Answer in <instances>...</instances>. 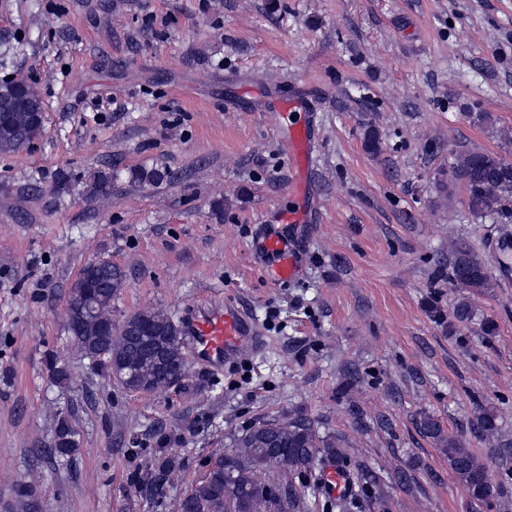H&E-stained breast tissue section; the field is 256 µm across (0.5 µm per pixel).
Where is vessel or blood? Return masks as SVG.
Here are the masks:
<instances>
[{
	"instance_id": "vessel-or-blood-1",
	"label": "vessel or blood",
	"mask_w": 512,
	"mask_h": 512,
	"mask_svg": "<svg viewBox=\"0 0 512 512\" xmlns=\"http://www.w3.org/2000/svg\"><path fill=\"white\" fill-rule=\"evenodd\" d=\"M271 111L283 119L281 138L294 166L306 167L313 151L315 136L303 112L301 100L275 98L269 103ZM257 254L272 258L274 281L296 279L302 270V257L291 242L274 232L260 234L254 242ZM182 339L195 360L206 367L218 369L237 359L243 352L262 346L252 318L233 301L215 305H197L188 310L181 323ZM352 490L350 476L330 468L320 480L322 496L336 499Z\"/></svg>"
}]
</instances>
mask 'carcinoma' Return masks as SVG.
I'll return each mask as SVG.
<instances>
[{
    "label": "carcinoma",
    "mask_w": 512,
    "mask_h": 512,
    "mask_svg": "<svg viewBox=\"0 0 512 512\" xmlns=\"http://www.w3.org/2000/svg\"><path fill=\"white\" fill-rule=\"evenodd\" d=\"M453 173L463 186L468 213L475 219L512 222V162L494 154L472 151L457 156ZM451 275L457 287L469 294H481L492 288L486 261L466 240H458L451 251ZM84 277L97 290L100 312L112 311V301L125 286L123 270L108 262H88ZM89 298L84 289L70 287L67 311L77 319L70 328L72 344L81 357L111 373L112 365L123 364L125 379L116 380L131 391L143 386L157 389L179 374L185 362L180 329L161 312L147 316L135 314L124 319L116 335L100 337V320L88 313ZM453 318L469 323L474 309L466 296L456 301ZM475 432L492 436L497 430L496 416L486 408L479 409L472 419ZM423 428L436 440L448 456V466L455 478L467 489L475 504L489 500L496 492L486 482L492 467L512 464V447L498 449L496 457L484 458L463 446L459 436L446 435L442 426L428 419ZM76 430L66 416H59L55 425L54 452L69 456L75 451L72 438ZM334 445L320 435L317 426L305 416L261 421L231 438L230 450L211 458L206 474L190 490L189 506L196 512H294L300 508L299 496L293 486L270 480L267 473L274 468L297 474L313 470L323 455H331Z\"/></svg>",
    "instance_id": "cac0c4a2"
}]
</instances>
